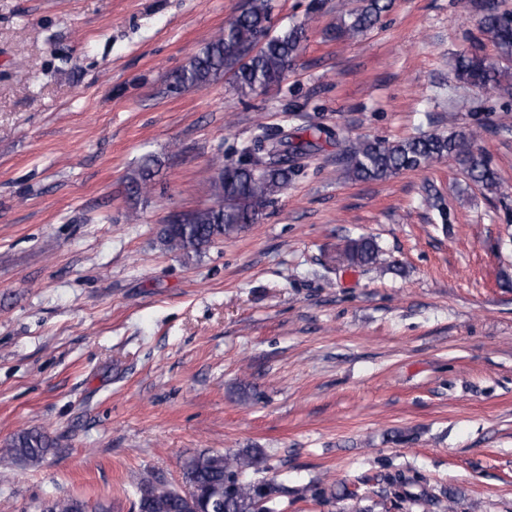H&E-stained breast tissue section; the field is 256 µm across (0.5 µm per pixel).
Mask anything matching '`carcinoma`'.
<instances>
[{
	"label": "carcinoma",
	"instance_id": "carcinoma-1",
	"mask_svg": "<svg viewBox=\"0 0 512 512\" xmlns=\"http://www.w3.org/2000/svg\"><path fill=\"white\" fill-rule=\"evenodd\" d=\"M392 0H358L346 10L336 25V35L358 38L371 29L389 11ZM480 29L496 50L491 58L477 51L459 55L455 75L463 83L494 87L512 95V17L500 10L497 0L480 6ZM271 0H246L242 11L217 31L190 61L177 70L168 91L179 93L187 87L203 88L226 72L232 73L233 87L241 97H249L284 79L306 40L303 25L272 30ZM296 136L289 143V154L308 155L313 137ZM271 139L264 133L244 148L247 160L226 163L215 161L216 172L210 183L214 203L189 213L183 224L169 223L161 241L171 251L198 253L202 248L252 224L262 215L272 197L283 189L293 167L277 162L279 152L259 155L262 142ZM477 133H431L393 144L359 140L343 150L349 177L358 181L386 180L401 171L414 170L434 160L448 158L461 166L473 183L489 192L506 193L497 172L476 147ZM157 160L142 157L126 177L127 189L134 197L152 190ZM339 265L374 267L382 264L376 243L365 237L349 240L336 255ZM53 448L44 433L22 430L15 434L0 454L28 462L41 461ZM268 469L267 457L260 448H245L235 453L201 452L183 465V482L194 492L204 493L214 512H275L274 501L281 486L271 481L256 483L253 475ZM136 512H197L181 497L180 491L166 482L147 477L140 482ZM429 506L438 512H454V500L447 492L426 495ZM88 505L77 498H55L41 504L40 512H87Z\"/></svg>",
	"mask_w": 512,
	"mask_h": 512
}]
</instances>
